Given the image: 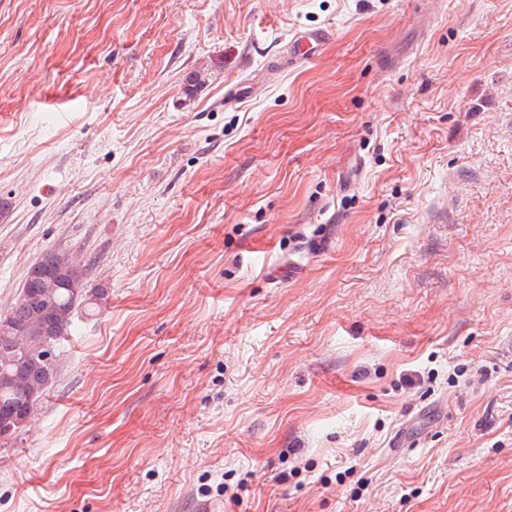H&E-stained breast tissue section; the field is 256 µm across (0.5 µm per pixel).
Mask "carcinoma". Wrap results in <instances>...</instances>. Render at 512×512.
<instances>
[{
	"mask_svg": "<svg viewBox=\"0 0 512 512\" xmlns=\"http://www.w3.org/2000/svg\"><path fill=\"white\" fill-rule=\"evenodd\" d=\"M37 262L43 263L50 271H61L73 279L79 288L78 297L66 286L46 290L24 288L15 303L2 315L13 322H36L39 310L35 304L44 294H50L54 305V324L58 334L41 336L31 333L27 336H11L0 333V411L21 406L33 413L38 402L54 381L58 366V344L68 333L75 311L82 305L101 307L105 301L104 290L87 289L88 263L76 254L63 249L45 251ZM25 360L27 371L15 374V363Z\"/></svg>",
	"mask_w": 512,
	"mask_h": 512,
	"instance_id": "carcinoma-1",
	"label": "carcinoma"
}]
</instances>
